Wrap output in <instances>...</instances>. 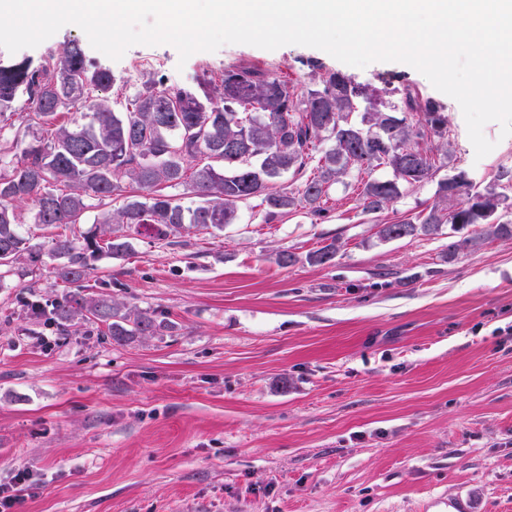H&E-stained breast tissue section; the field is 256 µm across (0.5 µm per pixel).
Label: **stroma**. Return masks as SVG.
Segmentation results:
<instances>
[{"label":"stroma","mask_w":512,"mask_h":512,"mask_svg":"<svg viewBox=\"0 0 512 512\" xmlns=\"http://www.w3.org/2000/svg\"><path fill=\"white\" fill-rule=\"evenodd\" d=\"M79 42L117 82L191 88L254 67L296 89L315 69L405 91L448 113V162L376 215L355 184L333 185L327 216L264 221L239 206L218 231L184 226L132 238L82 287L167 323L116 343L104 328L56 332L44 311L72 292L52 260L0 288V484L25 474L13 512H512V241L482 237L448 257L447 236L383 241L378 227L432 203L438 180L493 187L512 169V136L476 158L459 104L413 67L344 64L301 45L226 44L180 61L135 45L120 60L69 24L22 58ZM337 243L334 261L309 253ZM296 255L294 265L276 260Z\"/></svg>","instance_id":"35a3bbf8"}]
</instances>
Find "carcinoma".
Listing matches in <instances>:
<instances>
[{
	"label": "carcinoma",
	"mask_w": 512,
	"mask_h": 512,
	"mask_svg": "<svg viewBox=\"0 0 512 512\" xmlns=\"http://www.w3.org/2000/svg\"><path fill=\"white\" fill-rule=\"evenodd\" d=\"M112 72L90 67L77 42L38 64L27 58L0 63V130L22 110L29 141L0 134V288L9 276L24 277L47 256L57 261L55 277L81 286L90 259L113 258L130 249L112 224L137 235L163 239L186 224L223 230L236 223L238 206L259 201L265 221L304 205L319 219L331 187L350 178L361 185L362 210L378 214L409 188L432 179L436 160L419 141L442 139L448 155V114L431 99L408 91L400 103H385L377 90L335 71L318 73L315 87L297 91L288 81L229 67L201 90L167 91L144 83L118 102L105 95ZM420 119L412 124L407 114ZM313 174L295 189H273L287 174ZM384 166L390 179L373 176ZM502 191L481 189L464 172L437 184L432 203L391 224L379 225L384 240L439 236L487 225L484 234L512 239V224L498 220L512 190V170L503 169ZM182 187L186 204L171 189ZM120 204L112 206L114 199ZM100 231L77 234L92 210ZM55 226L64 232L33 242L23 225ZM332 242L310 253L311 264L336 257ZM81 320L106 327L117 343L155 336L168 325L148 312H132L107 296L77 291L56 302L49 322Z\"/></svg>",
	"instance_id": "obj_1"
}]
</instances>
